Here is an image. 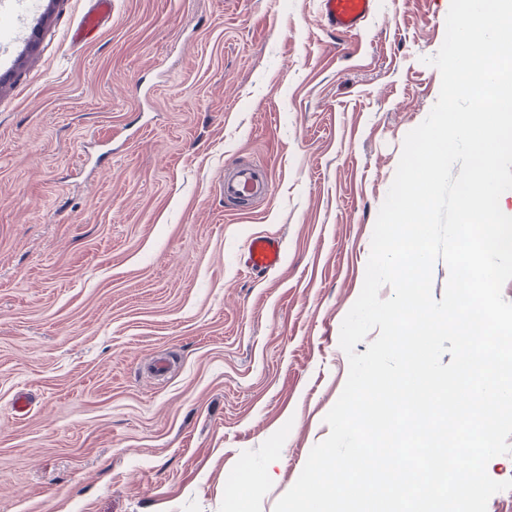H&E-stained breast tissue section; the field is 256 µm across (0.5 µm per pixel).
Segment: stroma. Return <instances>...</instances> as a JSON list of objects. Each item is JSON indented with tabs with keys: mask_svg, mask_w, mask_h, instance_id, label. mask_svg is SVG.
<instances>
[{
	"mask_svg": "<svg viewBox=\"0 0 512 512\" xmlns=\"http://www.w3.org/2000/svg\"><path fill=\"white\" fill-rule=\"evenodd\" d=\"M450 0H0V512H273L330 428L339 345ZM35 52H27L32 34ZM273 192L225 201L224 170ZM280 238L282 265L243 263ZM165 375L152 376L155 357ZM91 8L83 15L76 31V39L92 37L105 19L112 14V0H91ZM321 19L337 33L354 34L374 11V0H320ZM281 242L269 236L253 237L247 247L245 263L251 270L269 271L283 262Z\"/></svg>",
	"mask_w": 512,
	"mask_h": 512,
	"instance_id": "stroma-1",
	"label": "stroma"
}]
</instances>
